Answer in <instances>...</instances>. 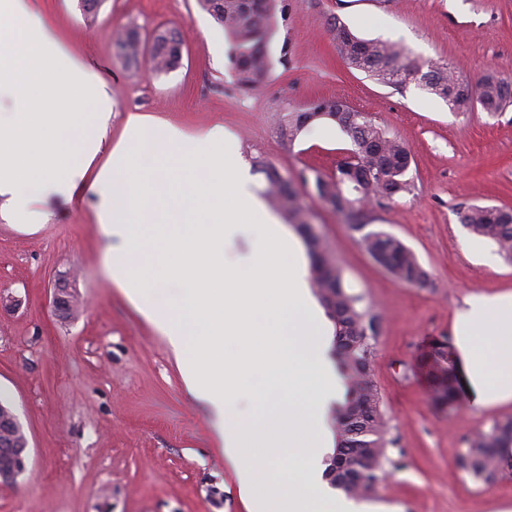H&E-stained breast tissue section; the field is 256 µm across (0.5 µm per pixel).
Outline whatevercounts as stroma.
<instances>
[{
  "label": "stroma",
  "instance_id": "stroma-1",
  "mask_svg": "<svg viewBox=\"0 0 512 512\" xmlns=\"http://www.w3.org/2000/svg\"><path fill=\"white\" fill-rule=\"evenodd\" d=\"M286 26L269 44L262 86L235 87L224 30L198 0H104L96 18L79 0H46L73 51L102 61L112 97V133L142 112L195 134L223 122L246 161L263 158L289 177L335 173L350 142L316 124L294 143L273 115L315 100L372 114L405 142L413 189L374 210L373 229L399 237L428 273L424 286L397 282L361 246V231L301 187L312 223L352 292L382 315L372 378L389 421L399 468L369 497L384 512H512V473L481 484L455 460L464 436L512 418L465 396L435 403L418 361L435 340L456 345L455 311L472 292H512V263L459 222L461 206L512 208V107L450 111L408 85L397 92L348 68L329 28L340 20L364 39L402 45L409 60L454 67L469 84L488 73L512 80V0H291ZM135 28L143 42L161 30L183 35L179 65L150 73L129 62L113 37ZM288 64H279L280 55ZM96 197L57 201L28 233L0 222V388L9 392L30 443L16 483L0 485V512H248L235 470L221 452L207 407L190 395L165 339L100 274ZM69 279L78 303L55 315L50 287Z\"/></svg>",
  "mask_w": 512,
  "mask_h": 512
}]
</instances>
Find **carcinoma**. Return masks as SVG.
<instances>
[{
	"mask_svg": "<svg viewBox=\"0 0 512 512\" xmlns=\"http://www.w3.org/2000/svg\"><path fill=\"white\" fill-rule=\"evenodd\" d=\"M231 39L234 56L233 80L242 89L260 87L271 65L266 45L279 23L286 21L288 0H199ZM330 32L345 63L378 83L401 91L410 82L448 104L454 112L480 105L489 113L512 106V81L488 74L472 91L446 64L429 63L426 71L412 64L405 49L383 39H363L345 24L334 20ZM182 38L163 31L145 49L138 33L127 30L118 44L128 61L136 63L149 53L152 68L165 72L180 60ZM328 119L348 137L351 148L336 173L316 170L301 174L303 183H313L318 197L343 216L355 229L369 226V208L385 205L398 195L411 192L406 179L409 150L398 138L389 136L368 112H358L341 101L322 100L303 111L283 108L276 124L288 141L295 140L314 123ZM254 168L264 175L262 194L303 239L310 257L313 292L334 324L336 365L348 387V396L338 410L334 427L336 453L335 490L347 498H364L374 493L384 479L386 466L399 467L387 456L393 440L371 379V360L379 335L380 317L364 304L363 297L349 291L342 269L330 256L321 238L311 230L308 214L296 185L272 164L256 160ZM459 221L471 233L493 242L499 254L512 262V208L471 204L458 212ZM365 252L398 282L419 286L428 274L415 253L396 236L368 231L361 237ZM431 381L433 398L449 405L461 391L458 360L451 347L438 343L420 361ZM464 454L471 476L484 484L495 481L512 459V420L495 422L489 429L464 438Z\"/></svg>",
	"mask_w": 512,
	"mask_h": 512,
	"instance_id": "1",
	"label": "carcinoma"
}]
</instances>
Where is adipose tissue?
<instances>
[{
	"label": "adipose tissue",
	"instance_id": "ef3b65f1",
	"mask_svg": "<svg viewBox=\"0 0 512 512\" xmlns=\"http://www.w3.org/2000/svg\"><path fill=\"white\" fill-rule=\"evenodd\" d=\"M0 217L43 223L44 200L97 195L102 273L165 336L187 391L207 402L250 512H377L327 498L316 479L324 410L342 389L307 295L297 242L253 190L239 144L216 122L189 135L140 112L112 140V99L34 0H0ZM96 111H85L86 103ZM251 233V262L226 246ZM478 404L512 402V293L465 297L454 326ZM261 400L249 416L243 401ZM287 463V486L271 468Z\"/></svg>",
	"mask_w": 512,
	"mask_h": 512
}]
</instances>
